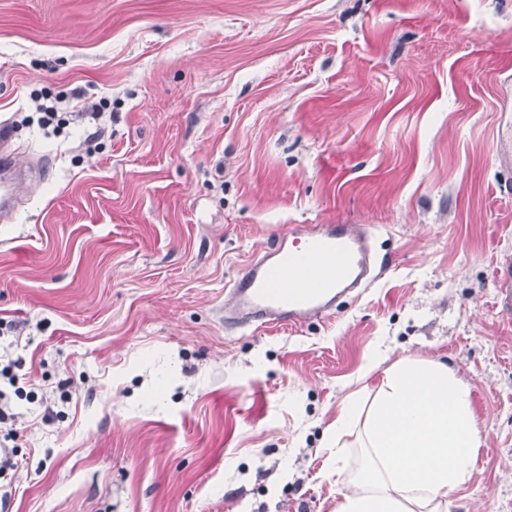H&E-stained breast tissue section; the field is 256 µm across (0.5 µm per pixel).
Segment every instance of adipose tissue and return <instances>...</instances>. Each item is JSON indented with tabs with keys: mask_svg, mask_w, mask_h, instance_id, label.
<instances>
[{
	"mask_svg": "<svg viewBox=\"0 0 512 512\" xmlns=\"http://www.w3.org/2000/svg\"><path fill=\"white\" fill-rule=\"evenodd\" d=\"M356 430L362 464L353 470L337 456L350 490L333 512H448L484 444L471 383L444 361L412 356L383 369L370 401L340 406L331 439Z\"/></svg>",
	"mask_w": 512,
	"mask_h": 512,
	"instance_id": "obj_1",
	"label": "adipose tissue"
}]
</instances>
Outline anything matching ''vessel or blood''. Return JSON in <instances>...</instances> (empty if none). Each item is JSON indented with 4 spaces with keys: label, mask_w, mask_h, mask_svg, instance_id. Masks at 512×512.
<instances>
[{
    "label": "vessel or blood",
    "mask_w": 512,
    "mask_h": 512,
    "mask_svg": "<svg viewBox=\"0 0 512 512\" xmlns=\"http://www.w3.org/2000/svg\"><path fill=\"white\" fill-rule=\"evenodd\" d=\"M375 279L370 238L347 224H312L251 261L233 288L242 319L297 325L331 313L344 294ZM496 302L512 315V256L495 272Z\"/></svg>",
    "instance_id": "1"
}]
</instances>
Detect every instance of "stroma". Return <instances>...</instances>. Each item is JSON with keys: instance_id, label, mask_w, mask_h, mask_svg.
Segmentation results:
<instances>
[{"instance_id": "1", "label": "stroma", "mask_w": 512, "mask_h": 512, "mask_svg": "<svg viewBox=\"0 0 512 512\" xmlns=\"http://www.w3.org/2000/svg\"><path fill=\"white\" fill-rule=\"evenodd\" d=\"M509 123L512 0H0V144L44 171L0 223V512H332L328 426L383 351L473 386L449 512H512ZM304 224L366 232L381 275L230 320ZM496 308L505 316L512 315V258L504 254L495 272Z\"/></svg>"}]
</instances>
